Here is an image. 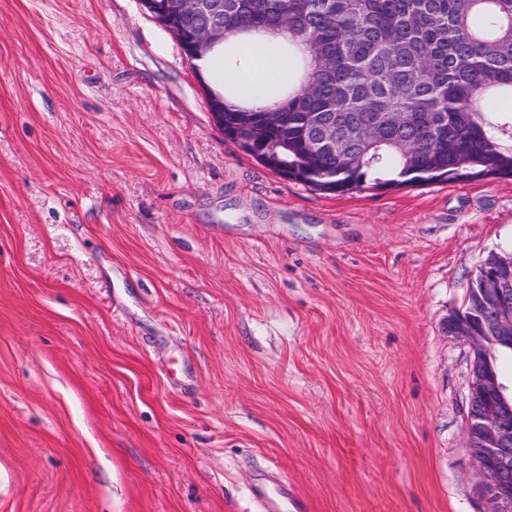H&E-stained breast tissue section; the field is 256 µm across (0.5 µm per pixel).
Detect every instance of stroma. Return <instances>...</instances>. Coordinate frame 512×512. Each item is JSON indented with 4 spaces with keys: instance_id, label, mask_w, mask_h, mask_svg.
<instances>
[{
    "instance_id": "35a3bbf8",
    "label": "stroma",
    "mask_w": 512,
    "mask_h": 512,
    "mask_svg": "<svg viewBox=\"0 0 512 512\" xmlns=\"http://www.w3.org/2000/svg\"><path fill=\"white\" fill-rule=\"evenodd\" d=\"M140 0H0V512H488L448 329L512 179L329 194L243 153ZM249 493L259 512L311 511L309 498L274 470L257 476Z\"/></svg>"
}]
</instances>
